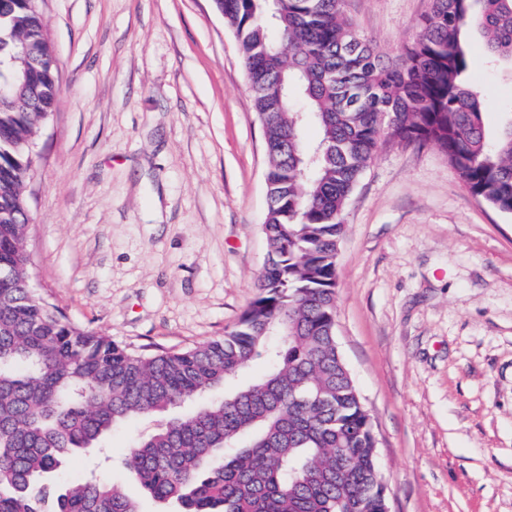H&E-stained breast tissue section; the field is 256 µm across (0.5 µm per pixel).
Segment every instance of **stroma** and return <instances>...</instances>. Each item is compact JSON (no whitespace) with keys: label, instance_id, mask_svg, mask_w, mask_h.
<instances>
[{"label":"stroma","instance_id":"obj_1","mask_svg":"<svg viewBox=\"0 0 512 512\" xmlns=\"http://www.w3.org/2000/svg\"><path fill=\"white\" fill-rule=\"evenodd\" d=\"M430 0H344L399 54ZM61 90L34 149L27 249L41 295L143 353L222 337L266 257L264 135L213 0H44ZM496 131L512 75L468 46ZM336 336L377 438L390 512H512V215L434 146L382 143L344 213ZM133 419L55 485L122 467Z\"/></svg>","mask_w":512,"mask_h":512}]
</instances>
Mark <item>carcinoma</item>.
<instances>
[{
  "instance_id": "1",
  "label": "carcinoma",
  "mask_w": 512,
  "mask_h": 512,
  "mask_svg": "<svg viewBox=\"0 0 512 512\" xmlns=\"http://www.w3.org/2000/svg\"><path fill=\"white\" fill-rule=\"evenodd\" d=\"M261 122L269 206L257 293L224 338L138 353L28 288L25 185L60 92L39 0H0V512H140L62 460L132 418L164 417L124 459L177 512H385L377 442L336 338V252L348 200L385 138L432 144L465 188L512 215V104L496 133L467 46L512 69V0H432L393 58L342 0H216ZM316 127L315 141L306 129ZM267 370L189 415L174 410L257 361Z\"/></svg>"
}]
</instances>
